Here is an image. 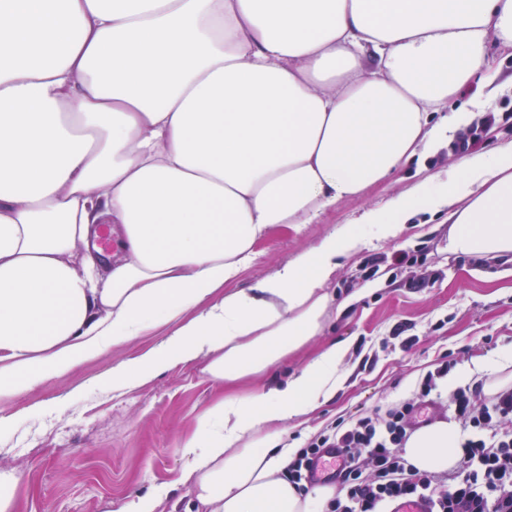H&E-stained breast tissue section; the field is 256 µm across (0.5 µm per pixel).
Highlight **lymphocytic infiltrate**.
Wrapping results in <instances>:
<instances>
[{"label": "lymphocytic infiltrate", "instance_id": "obj_1", "mask_svg": "<svg viewBox=\"0 0 512 512\" xmlns=\"http://www.w3.org/2000/svg\"><path fill=\"white\" fill-rule=\"evenodd\" d=\"M447 363L427 373L420 400L377 408L346 428L319 434L286 469L299 491L318 483L314 464L329 450L343 454L336 466L339 492L330 512H390L393 506L427 497L432 512H512V386L482 397L480 388H457L448 405L463 440L456 469L447 480L417 470L402 455L422 400L447 375Z\"/></svg>", "mask_w": 512, "mask_h": 512}]
</instances>
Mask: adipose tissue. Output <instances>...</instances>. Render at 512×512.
Here are the masks:
<instances>
[{
  "mask_svg": "<svg viewBox=\"0 0 512 512\" xmlns=\"http://www.w3.org/2000/svg\"><path fill=\"white\" fill-rule=\"evenodd\" d=\"M498 46L512 0H0V402L170 323L121 375L201 353L216 381L262 373L322 334L363 230L396 238L419 205L446 212L449 252L512 254L509 143L230 287L274 227L454 141L475 112L453 100L499 88ZM100 224L119 226L114 250ZM346 351L327 342L284 385L199 417L180 443L185 512H327L335 487L298 492L281 433L335 396ZM459 453L444 420L403 449L436 473Z\"/></svg>",
  "mask_w": 512,
  "mask_h": 512,
  "instance_id": "1",
  "label": "adipose tissue"
}]
</instances>
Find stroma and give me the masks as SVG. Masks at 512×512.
I'll return each instance as SVG.
<instances>
[{
  "label": "stroma",
  "instance_id": "stroma-1",
  "mask_svg": "<svg viewBox=\"0 0 512 512\" xmlns=\"http://www.w3.org/2000/svg\"><path fill=\"white\" fill-rule=\"evenodd\" d=\"M484 111L494 118L493 130L480 134L474 151L511 143L512 91ZM454 160L451 149H441L315 223L273 229L255 245L256 259L236 287L273 275L391 198L431 188ZM421 244L427 247L426 271L439 275L434 287L410 288L409 272L395 275L385 266L367 277L369 259L388 260ZM326 290L333 303L324 336L236 386L246 392L286 381L324 340L347 344L342 387L315 412L289 422L284 435L289 445L306 447L320 433L376 406L417 397L422 378L443 358L450 363L447 377L438 382L444 399L461 374L473 383L512 374V255L476 264L450 253L442 215L416 211L396 238L366 241L342 259ZM171 331L163 325L112 347L0 408L8 420L0 427V472L16 480L15 512H112L127 498L178 478L181 439L224 393L223 383L204 371L207 357L198 355L145 381L112 380L120 365L160 348Z\"/></svg>",
  "mask_w": 512,
  "mask_h": 512
}]
</instances>
